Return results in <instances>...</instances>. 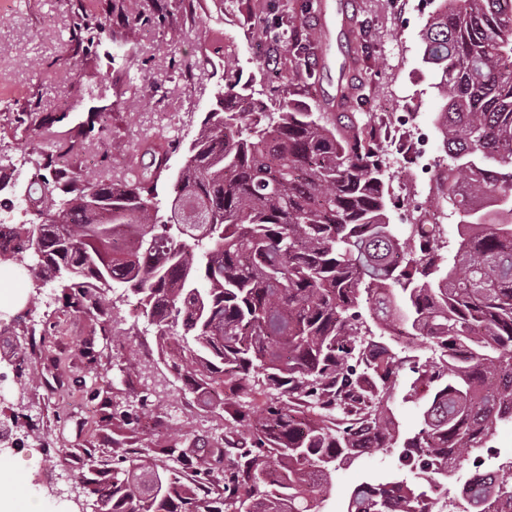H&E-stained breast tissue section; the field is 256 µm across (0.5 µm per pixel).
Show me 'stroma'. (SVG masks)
Listing matches in <instances>:
<instances>
[{
  "label": "stroma",
  "mask_w": 512,
  "mask_h": 512,
  "mask_svg": "<svg viewBox=\"0 0 512 512\" xmlns=\"http://www.w3.org/2000/svg\"><path fill=\"white\" fill-rule=\"evenodd\" d=\"M321 0L323 14L286 12L287 0H0V170L15 161L25 179L35 177L41 152L60 137L87 136L72 165L78 174L123 177L145 139L165 135L189 144L207 112L217 109L225 65L264 110L282 98L308 105L331 97L343 56L337 36L343 24L369 25L372 57L359 73L366 112L387 118L382 147L395 200L412 201L430 221L431 185L442 163L434 119L443 100L436 76L422 63L421 37L435 9L433 0ZM106 17L114 33L103 51L79 37L81 19ZM313 36L327 66L309 83L292 51L270 47L286 28ZM120 151H113V144ZM22 277H0V326L48 333L35 354L37 374L27 385L0 380V415L31 407L33 434L23 450H0V484L19 482L41 512H92L76 484L54 494L34 482L43 468L77 464L86 448L107 470L113 456L181 442L212 443L224 433L222 411L199 405L186 393L155 350L153 328L140 318L137 300L112 292L118 334L102 330L92 315L63 307L62 291L48 285L31 293ZM139 335H125L130 324ZM135 370H128V363ZM146 403L140 420L127 411ZM394 459L371 456L341 468L325 512H343L348 491L372 475L395 473Z\"/></svg>",
  "instance_id": "stroma-1"
}]
</instances>
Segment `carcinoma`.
<instances>
[{
  "mask_svg": "<svg viewBox=\"0 0 512 512\" xmlns=\"http://www.w3.org/2000/svg\"><path fill=\"white\" fill-rule=\"evenodd\" d=\"M79 32L93 44L109 29ZM369 40L348 39L349 68ZM288 48L307 61L313 39L293 28ZM420 52L444 100L431 204L459 217L452 256L441 225L403 239L391 224L383 124L361 120L367 98L344 71L328 114L286 99L253 112L224 70V111L201 121L164 210L175 140L143 146L117 184L44 164L38 221L19 225L24 248L0 245V273L57 283L107 328L109 292L132 291L189 393L228 415L222 445L124 455L107 474L86 450L77 483L94 512H321L336 470L394 453L427 489L395 495L377 477L345 512H512L511 456L471 502L432 500L460 462L481 473L512 425V0H439ZM32 336L10 344L20 378L36 371ZM419 340L430 356L404 355ZM407 367L403 400L427 388L412 436L392 409Z\"/></svg>",
  "mask_w": 512,
  "mask_h": 512,
  "instance_id": "obj_1",
  "label": "carcinoma"
}]
</instances>
